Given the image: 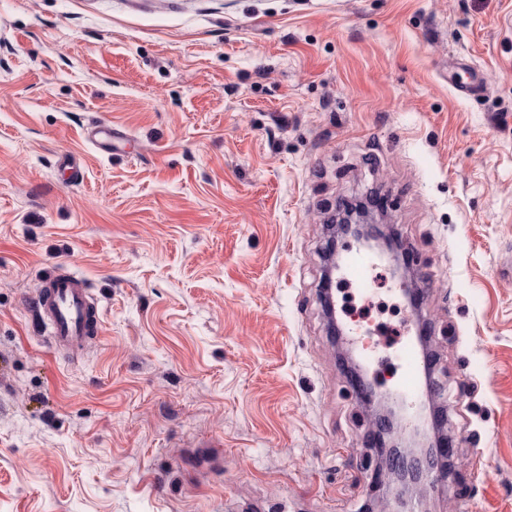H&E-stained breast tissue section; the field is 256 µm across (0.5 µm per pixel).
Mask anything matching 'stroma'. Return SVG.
<instances>
[{"label":"stroma","mask_w":512,"mask_h":512,"mask_svg":"<svg viewBox=\"0 0 512 512\" xmlns=\"http://www.w3.org/2000/svg\"><path fill=\"white\" fill-rule=\"evenodd\" d=\"M370 191L429 284L453 457L417 505L512 512V0H0V512H411L320 301ZM60 264L74 354L31 308ZM390 277L333 290L365 343L412 318ZM87 137L97 150L109 156L129 153L132 141L128 133L107 123L92 127ZM32 308L49 329L52 346L60 351L80 348L97 325V306L84 281L51 271Z\"/></svg>","instance_id":"stroma-1"}]
</instances>
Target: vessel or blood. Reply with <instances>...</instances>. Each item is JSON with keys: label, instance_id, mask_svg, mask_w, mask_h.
Masks as SVG:
<instances>
[{"label": "vessel or blood", "instance_id": "obj_1", "mask_svg": "<svg viewBox=\"0 0 512 512\" xmlns=\"http://www.w3.org/2000/svg\"><path fill=\"white\" fill-rule=\"evenodd\" d=\"M87 137L97 150L110 156L127 154L132 141L128 133L106 123L92 127ZM384 263L380 253L350 245L340 258L341 280L358 294L368 295L376 271ZM33 308L47 326L53 347L60 351L80 348L98 323L97 306L89 288L71 274L50 272L34 299ZM394 358L398 368L396 387L409 408H417L428 398L427 392L421 389L425 360L418 339L407 334L400 336Z\"/></svg>", "mask_w": 512, "mask_h": 512}]
</instances>
